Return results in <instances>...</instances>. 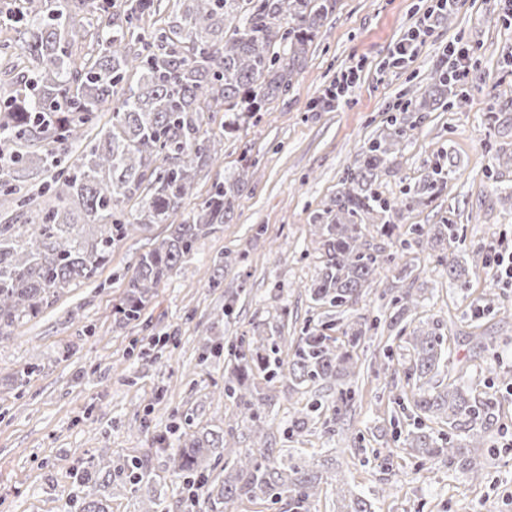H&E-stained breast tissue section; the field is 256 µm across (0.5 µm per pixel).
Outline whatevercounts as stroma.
Here are the masks:
<instances>
[{
  "label": "stroma",
  "instance_id": "obj_1",
  "mask_svg": "<svg viewBox=\"0 0 512 512\" xmlns=\"http://www.w3.org/2000/svg\"><path fill=\"white\" fill-rule=\"evenodd\" d=\"M431 4L338 0L290 92L255 118L226 129L223 161L198 174L187 201L191 208L213 182L241 175L246 181L229 221L198 240L157 288L140 321H119L112 306L138 257L169 236L166 224L129 236L95 279L64 289L51 307L0 338V512H78V478L90 458L103 455L120 465L144 455L148 483L135 487L118 479L90 490L106 512H141L148 497L176 487L168 455L176 438H168L163 451L153 442L174 421L190 433L230 428L236 447H252L249 429L234 422L235 404L222 396L231 358L200 362L203 339L220 337L229 344L256 326H279L285 336L296 337L306 320L323 318V309L313 307L305 291L318 266L313 217L332 206L344 171L355 166L361 146L386 133L390 118L414 132L378 177L382 197L403 199L434 164L448 172L442 193L400 220V231L448 223L461 227L470 250L512 244V166L497 160L498 154H512V6L507 0H458L453 20L436 16L416 56L392 65L390 45ZM455 42L467 45L477 64L465 102L417 110L412 99L428 90ZM351 67L358 68L359 80L347 99L331 111L311 110L312 100ZM366 238L395 260L381 269L378 287L363 293L356 313L385 310L391 289L411 286L420 301L416 319L443 322L466 383L484 389L491 379L489 364L512 371V316H503L512 313V286L473 275L453 281L434 251L401 247L372 226ZM405 265L413 270L407 279L400 276ZM215 275L221 285L209 287ZM489 288L496 294L494 309L476 314ZM474 331L492 337L493 345L472 358L467 337ZM154 334L170 338L155 362L136 352L142 339ZM363 349L375 367L355 387L354 428L290 434L294 405L315 398L328 405L336 394L284 377L265 409L278 448L335 457L337 476L371 501L375 512H512V393L502 389L497 396L504 427L488 441L496 453L482 485L471 486L462 474L437 464L420 478L402 479L393 497L382 499L385 458L399 455L408 473L417 469L416 461L402 455L407 424L393 422L400 413L396 399L409 388L397 362L386 361L382 340L368 339ZM27 365L35 366V374L16 382V371Z\"/></svg>",
  "mask_w": 512,
  "mask_h": 512
}]
</instances>
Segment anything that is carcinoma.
I'll list each match as a JSON object with an SVG mask.
<instances>
[{"label": "carcinoma", "mask_w": 512, "mask_h": 512, "mask_svg": "<svg viewBox=\"0 0 512 512\" xmlns=\"http://www.w3.org/2000/svg\"><path fill=\"white\" fill-rule=\"evenodd\" d=\"M174 6L179 24L146 36L135 29L156 13L155 0H123L124 27L109 15L110 0H17L9 11L6 21L17 39L0 41V59L20 49L34 69L0 99V206L10 205L24 220L0 224V336L51 306L61 290L97 277L133 232L173 224L169 237L141 254L116 307L122 320H140L154 290L234 211L239 186L223 182L214 183L197 207H185L196 175L223 150V135L206 127L221 111L234 123L288 94L336 0H175ZM88 10L97 13L96 25L71 24L72 16ZM432 80L441 91L466 98L448 71L435 70ZM104 112L110 117L101 125ZM411 131L394 120L389 133L362 147L357 165L344 173L334 207L315 216L320 265L307 292L335 318L269 347L256 327L229 348L234 366L224 396L239 409L237 421L251 424L254 447L232 448L226 440L231 430L202 439L177 426L170 430L182 440L170 461L181 480L176 504L184 512H237V503L283 499L288 512H317L323 476L305 462L277 459L263 408L274 399V382L286 375L297 386L334 388L337 396L326 419L319 406L295 410L291 433L310 434L319 423L326 433L342 429L351 421L353 386L362 374L361 344L385 330L403 342L402 372L413 410L459 436H436L419 421L403 441L406 454L421 467L444 463L473 485L485 481L487 465L477 451L499 422L500 403L455 376L436 327L407 331L405 314L419 305L412 289H397L387 318L347 316L376 286L378 269L395 259L367 245L366 223L390 238L398 225L386 216L401 217L446 187L448 173L437 163L422 186L399 202L381 198L374 188L378 171ZM33 142L41 143L37 159L51 176L22 194L17 181L29 160L24 148ZM133 199L138 209L132 213L124 203ZM84 224L99 226V233L85 235ZM410 233L418 246L439 250L450 277L467 275L468 262L473 273L489 274L487 254L462 249L458 225L413 224ZM255 370L265 386L247 383ZM443 373L446 383L439 379ZM221 458L222 477L212 466ZM117 473L133 486L148 477L136 459ZM111 476L110 462L101 457L82 471L79 485L102 484ZM335 496L336 512H372L344 482L336 483Z\"/></svg>", "instance_id": "carcinoma-1"}]
</instances>
